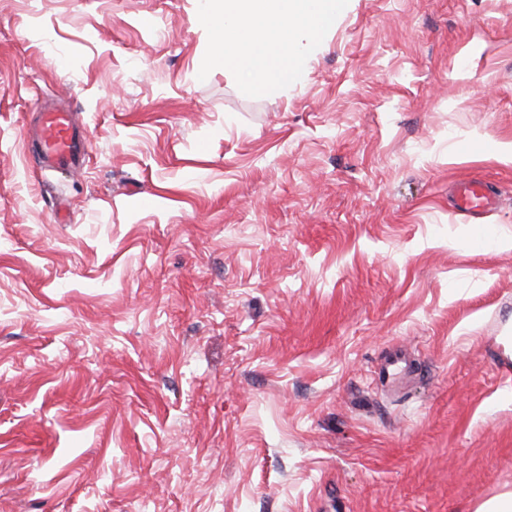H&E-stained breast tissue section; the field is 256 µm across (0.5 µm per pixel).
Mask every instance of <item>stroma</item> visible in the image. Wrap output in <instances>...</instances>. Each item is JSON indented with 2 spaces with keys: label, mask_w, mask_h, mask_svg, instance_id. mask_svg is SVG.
Segmentation results:
<instances>
[{
  "label": "stroma",
  "mask_w": 512,
  "mask_h": 512,
  "mask_svg": "<svg viewBox=\"0 0 512 512\" xmlns=\"http://www.w3.org/2000/svg\"><path fill=\"white\" fill-rule=\"evenodd\" d=\"M196 10L0 0V512L512 493V0H350L261 97L199 79ZM50 105L78 175L23 137ZM467 177L495 210L454 208ZM396 344L422 372L386 393ZM26 137L36 144L41 170L68 173L83 168L89 146L88 129L76 124L70 112H41Z\"/></svg>",
  "instance_id": "stroma-1"
}]
</instances>
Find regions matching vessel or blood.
I'll return each mask as SVG.
<instances>
[{
  "label": "vessel or blood",
  "mask_w": 512,
  "mask_h": 512,
  "mask_svg": "<svg viewBox=\"0 0 512 512\" xmlns=\"http://www.w3.org/2000/svg\"><path fill=\"white\" fill-rule=\"evenodd\" d=\"M26 136L36 144L41 169L68 173L83 168L89 146L88 129L76 124L71 113H40L35 127L27 130ZM453 191L455 205L468 212L486 210L497 201L496 189L485 181H459ZM411 367V360L403 352H394L381 361L378 380L381 385H388Z\"/></svg>",
  "instance_id": "b4317fda"
}]
</instances>
